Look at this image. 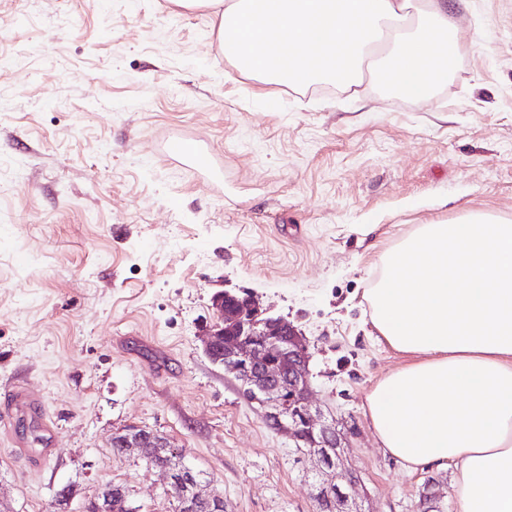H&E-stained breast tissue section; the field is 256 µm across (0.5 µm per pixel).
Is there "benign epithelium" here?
<instances>
[{
  "label": "benign epithelium",
  "instance_id": "1",
  "mask_svg": "<svg viewBox=\"0 0 512 512\" xmlns=\"http://www.w3.org/2000/svg\"><path fill=\"white\" fill-rule=\"evenodd\" d=\"M211 307L216 322L203 331L206 356L222 363L225 372L242 382L249 398L267 407L274 428L311 449L316 459L315 500L328 503L332 512H353V473L341 463L343 433L311 411L310 356L302 334L288 320L265 315L249 294L219 291ZM122 445L137 450L150 468L159 449L170 447L166 437L145 430L123 436ZM162 471L167 489L185 486L179 512H223L224 497L206 489L202 473L186 465ZM79 512H112V484L102 486Z\"/></svg>",
  "mask_w": 512,
  "mask_h": 512
}]
</instances>
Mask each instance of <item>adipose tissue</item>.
I'll use <instances>...</instances> for the list:
<instances>
[{"instance_id":"1","label":"adipose tissue","mask_w":512,"mask_h":512,"mask_svg":"<svg viewBox=\"0 0 512 512\" xmlns=\"http://www.w3.org/2000/svg\"><path fill=\"white\" fill-rule=\"evenodd\" d=\"M189 2L218 12L224 58L241 73L349 86L388 21L380 76L414 100L448 82V0ZM383 265L373 320L412 361L367 396L382 448L409 471L453 465L462 512H512V224H423Z\"/></svg>"}]
</instances>
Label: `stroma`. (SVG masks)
Here are the masks:
<instances>
[{
    "label": "stroma",
    "mask_w": 512,
    "mask_h": 512,
    "mask_svg": "<svg viewBox=\"0 0 512 512\" xmlns=\"http://www.w3.org/2000/svg\"><path fill=\"white\" fill-rule=\"evenodd\" d=\"M448 83L396 101L365 79L320 92L237 72L209 10L174 0H0V423L13 512H78L123 483L172 512L166 479L113 455L115 433L170 439L227 512H316L315 461L204 354L212 296L250 291L312 355L310 403L335 420L358 512H414L450 468L407 472L366 413L405 365L368 300L386 253L422 224L512 223V0H466ZM205 150L210 169L168 156ZM35 399L24 390L10 391L0 407V420H13L15 414L24 413L27 417L36 419L43 430H48V425L39 410L35 408Z\"/></svg>",
    "instance_id": "1"
}]
</instances>
